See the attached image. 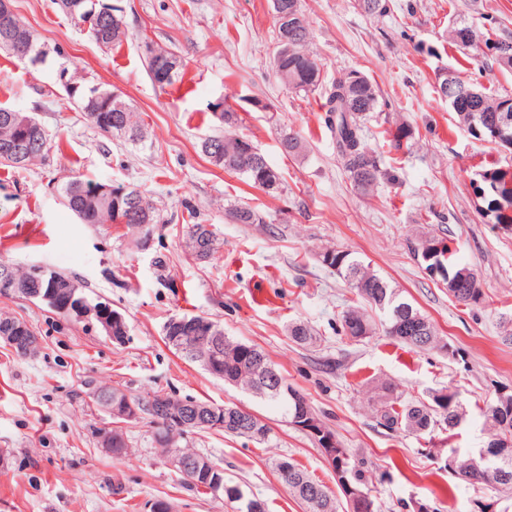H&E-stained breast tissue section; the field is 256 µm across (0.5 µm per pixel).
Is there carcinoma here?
<instances>
[{
    "label": "carcinoma",
    "mask_w": 512,
    "mask_h": 512,
    "mask_svg": "<svg viewBox=\"0 0 512 512\" xmlns=\"http://www.w3.org/2000/svg\"><path fill=\"white\" fill-rule=\"evenodd\" d=\"M274 18L276 46L273 54V69L276 77L295 92L309 93L321 84V67L317 59L307 49L309 25L300 0H270ZM299 20L293 40L281 43V29L293 20ZM125 31L118 26L103 27L95 31L93 38L105 47L121 41ZM451 38L456 43L472 50L473 56L484 54V49L493 50L492 58L501 62L499 54H512V38L497 37L480 42L474 24L461 21L451 30ZM177 54L153 47L152 57L146 60V67L152 82L163 89L173 83L174 77L184 70V63L177 68L168 67L169 60ZM69 96L83 112L86 119L102 133H114L123 136L128 142L139 145L149 138V131L136 119L134 107L121 96L98 85L76 86L68 91ZM377 92L372 83L364 76L356 79L352 76L338 80L327 91L326 111L328 123L336 136L338 155L349 179L360 191H367L386 173L378 166L376 158L366 149L364 129L361 117L375 109ZM455 113L468 132L479 129L487 132V127L500 123L506 134L512 136V105L506 96L492 98L482 92L476 98L468 96L458 99ZM201 152L210 163L227 173L243 176L251 185L267 191L279 188V177L270 167L253 141L245 136L226 135L208 136L200 143ZM482 185L475 188L477 194L487 192L492 195L488 210L494 213L496 223L512 225V175L501 170H486L480 174ZM99 186L93 180L74 179L65 183L61 194L67 208L83 224H123L127 233L139 243L150 234V226L160 223V214L153 203L139 192L135 185H126L127 193L117 197L114 192H104L96 197L89 196L91 188ZM139 193L140 211L131 215L127 206L128 197ZM232 219L238 224H257L263 218L248 205H236L230 209ZM429 243L436 248L429 253H421L425 269L435 267L438 276L445 285H450L461 274L466 273L464 282L456 289L455 300L466 303L472 299L477 304L481 300L478 277L474 269L452 259V253L443 242L431 239ZM185 247L191 256L205 260L217 252V237L205 224H191L186 233ZM322 263L335 269L348 285L370 305L384 315V329L387 336L397 342L411 345L420 350L433 348L439 342L438 330L434 323L411 302L401 296L387 281L368 269L351 253L327 248L321 253ZM9 272L16 282L17 294L25 295L26 288H34L26 282L23 273L6 262H0V274ZM216 333L224 337V350L218 358L219 369L212 375L220 379H233L256 397L265 400L276 409L286 422L298 417L303 410L302 394L288 383L280 390H270L264 372L253 362L259 356L270 363V359L258 346L233 341L224 336V328L212 321ZM345 335L352 339H362L375 333V325L370 316L360 309H349L342 315ZM465 415L463 404L456 391H438L432 395L431 402L407 401L402 403L393 398V388H384V394L378 400L376 417L383 427L395 431L406 430L421 435L438 430L447 434L440 446L448 448V467H456V474L471 484H492L512 490V450L508 458L499 459L498 467L489 469L475 465L471 458L464 463H456L455 450L449 447L448 434L457 428ZM486 416L491 421L494 435L488 443L493 448L508 437H512V394L488 406ZM224 434L246 438L257 443L269 440L271 428L261 433L247 434L238 428L228 426ZM347 455V480L354 487L367 489L361 469L352 459L351 450L344 449ZM288 465V477L283 482L289 493L307 507V512H338V500L328 489L313 479L300 465L288 458L279 460L276 469L282 464ZM224 496L237 503V512H267L265 503L245 484L224 482Z\"/></svg>",
    "instance_id": "1"
}]
</instances>
